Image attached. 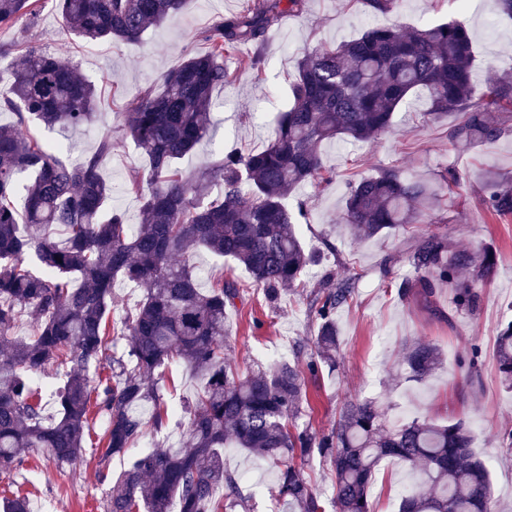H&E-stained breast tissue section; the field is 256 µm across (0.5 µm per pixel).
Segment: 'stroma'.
Here are the masks:
<instances>
[{
    "mask_svg": "<svg viewBox=\"0 0 512 512\" xmlns=\"http://www.w3.org/2000/svg\"><path fill=\"white\" fill-rule=\"evenodd\" d=\"M243 0H189L181 14L149 29L137 43H88L70 35L55 0H42L34 20H20L0 31V42L36 44L77 65L80 73L101 91L106 109L93 122L77 129L48 128L34 123L29 132L38 140L59 144L62 156L72 161L95 150L100 138L116 127V115L141 90L189 55L204 50L200 32L220 18L237 14ZM457 18L466 23L474 39V79L484 85L491 78L512 81V20L501 15L496 0H474L462 9L456 0H400L389 14L370 15L361 0H307L302 13H291L273 27L264 44L267 65L261 77L249 73L216 89L210 118L213 134L193 154L179 162L193 173L229 151H259L268 143L277 117L289 104V84L304 51L321 44H337L357 37L371 24L400 29ZM426 92H418L394 114L392 131L381 138L355 145L325 142L320 153L335 180L322 187L301 185L286 205L304 209L300 237L318 260L305 275L314 287L329 273L356 276L353 302L336 314L341 336L334 368L307 378L303 422L317 432L335 425L338 410L352 397L377 400L390 419L409 421L425 417L439 424L466 420L474 432L473 446L486 463L498 512H512V448L498 436L512 429V393L499 384L496 336L500 324L512 320V215L496 216L481 203V173L494 170L512 175V117L508 131L495 144L467 152L448 140L453 117L423 123L429 111ZM144 164L131 141L115 139L102 171L112 185V202L137 219L140 201L126 189L130 175ZM395 168L408 177H430L445 169L456 170L459 181L431 222L411 225L406 231L371 239L355 237L343 220L346 186L350 180ZM447 234L456 246L472 250L493 246L498 255L495 273L479 286L480 306L471 313L458 311L447 289L435 297L400 298V284L415 273L405 260L406 251L422 234ZM194 263L203 269L201 288L210 276L237 281L242 299L228 313L227 358L240 372L292 359L293 345L310 339L314 323L305 295L283 293L268 302L262 289L252 286L247 271L230 261L198 252ZM424 340L440 346L442 364L424 381L394 379L406 343ZM479 350L480 380L467 384L461 363ZM159 385L177 409L158 433L140 446H178L187 417L178 406L192 398L198 381L182 363L172 362ZM105 429L101 419L91 423L86 453L81 462L55 467L31 451L18 471L0 476V499L25 496L33 512H105L110 489L127 464L126 455L103 457L98 441ZM224 466L251 472L241 490L251 512H271L275 494L274 471L262 458L236 448L224 451ZM417 478L393 460L381 462L370 489L375 512H397L402 492L412 490Z\"/></svg>",
    "mask_w": 512,
    "mask_h": 512,
    "instance_id": "1",
    "label": "stroma"
}]
</instances>
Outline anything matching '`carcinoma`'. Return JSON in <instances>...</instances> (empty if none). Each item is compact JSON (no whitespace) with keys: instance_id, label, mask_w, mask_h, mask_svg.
<instances>
[{"instance_id":"cac0c4a2","label":"carcinoma","mask_w":512,"mask_h":512,"mask_svg":"<svg viewBox=\"0 0 512 512\" xmlns=\"http://www.w3.org/2000/svg\"><path fill=\"white\" fill-rule=\"evenodd\" d=\"M36 2L0 0V29L35 16ZM55 2L69 33L137 43L145 31L182 12L188 0ZM304 4L245 0L239 13L201 32L206 51L165 73L160 88H146L125 109L122 137L146 161L128 187L141 201L138 224L109 206L112 185L100 163L112 153V132L76 164L63 162L28 133L31 121L77 128L98 113L101 94L78 67L24 45L21 66L0 73V112L14 115L0 125V475L17 470L31 448L57 466L82 458L92 415L106 421L100 438L106 456L159 431L167 407L157 376L180 360L200 380L186 409L183 445L132 458L113 482L106 512L246 508L237 474L224 468L229 447L273 466L276 499L286 512H325L304 476L303 465L316 453L334 470L335 512H373L370 485L387 458L423 476L401 498L398 512H497L488 470L462 420L391 422L377 402L350 399L326 433L298 424L305 374L315 376L336 362V311L353 300L355 278L336 281L328 274L311 293L316 331L310 352L294 345L295 357H307L306 367L281 361L265 372L241 374L226 361V315L240 288L222 279L200 288L194 253L203 250L244 267L271 299L293 291L315 258L296 230L304 211L293 214L283 199L302 184L333 182L319 153L322 143H360L388 133L394 112L419 90L432 101L424 122L456 114L448 139L463 150L495 143L506 131L500 112L512 110V83L505 80L476 95L473 41L464 22L407 30L369 26L355 39L320 45L300 59L291 104L262 150L228 153L197 175L183 174L178 161L210 136L214 90L235 77L228 59L251 45L255 51L240 69L261 70L267 32ZM22 174L28 181L20 207ZM457 181L453 169L430 184L386 169L348 185L344 219L360 238L396 232L421 222L439 205L443 187ZM482 202L496 215H512V180L487 173ZM53 227L62 228L63 237L53 236ZM405 259L416 277L401 283L400 297L448 287L464 311L478 307L477 285L497 267L491 247L458 248L436 232L421 236ZM118 279L140 288L142 298L115 320L112 288ZM25 313L33 318L32 331L18 337L14 328ZM110 336L130 338L128 358L104 355ZM496 361L501 385L512 391L511 320L499 327ZM441 362L434 343L406 347L404 364L414 381ZM51 365L66 369L54 415L33 387V376Z\"/></svg>"}]
</instances>
